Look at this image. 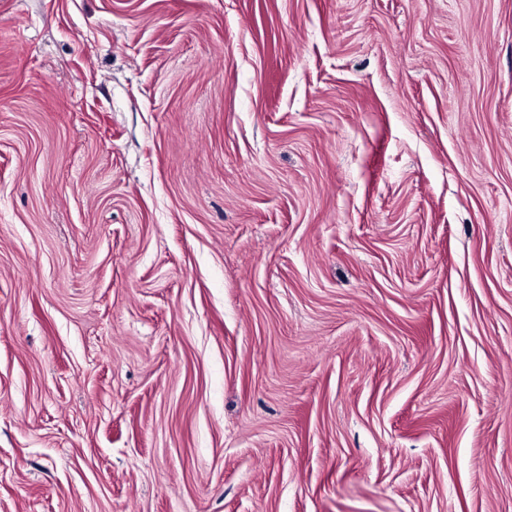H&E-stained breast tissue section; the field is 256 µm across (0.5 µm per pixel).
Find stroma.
<instances>
[{"label":"stroma","instance_id":"stroma-1","mask_svg":"<svg viewBox=\"0 0 512 512\" xmlns=\"http://www.w3.org/2000/svg\"><path fill=\"white\" fill-rule=\"evenodd\" d=\"M0 512H512V0H0Z\"/></svg>","mask_w":512,"mask_h":512}]
</instances>
